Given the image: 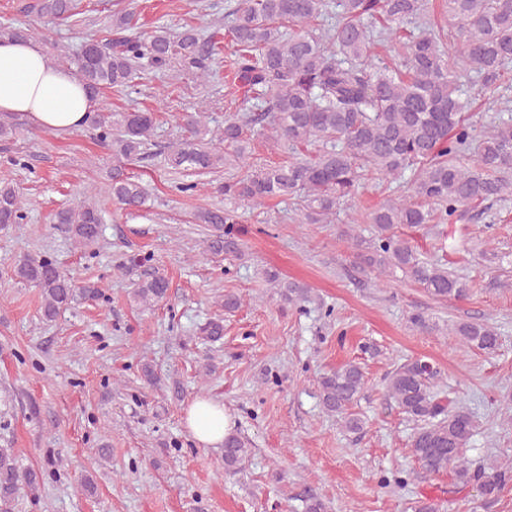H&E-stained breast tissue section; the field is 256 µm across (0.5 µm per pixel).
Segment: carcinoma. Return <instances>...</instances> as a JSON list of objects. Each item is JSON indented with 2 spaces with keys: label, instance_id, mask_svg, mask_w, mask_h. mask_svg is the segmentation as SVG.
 Returning a JSON list of instances; mask_svg holds the SVG:
<instances>
[{
  "label": "carcinoma",
  "instance_id": "1",
  "mask_svg": "<svg viewBox=\"0 0 512 512\" xmlns=\"http://www.w3.org/2000/svg\"><path fill=\"white\" fill-rule=\"evenodd\" d=\"M448 21L431 19L430 0H236L227 12L224 39L186 29L174 40L167 31L145 36L136 31L133 13L112 15V37L85 38L77 51L65 54L86 88L99 96L133 82L143 65L162 69L174 64L202 82L213 73L222 52L242 102L251 109L224 117V135L216 139L206 126V106L182 114L187 132L165 147L167 167L177 173L213 172L220 168L242 174L224 180V197L258 207L273 199L291 200L305 224H327L368 179L389 185L410 174L408 191L361 215L373 227L366 240L345 230L357 250L359 264L377 275L401 272L437 300L463 298L467 281L448 264L423 255L396 228L446 224L452 217L482 214L493 204L512 201V116L498 109L492 129L475 134L471 113L482 110L485 90L512 71V0H443ZM80 0H38L29 6L39 18L54 23L79 12ZM389 43L391 63L372 52ZM469 75L480 83L473 92L460 82ZM155 115L149 110L97 113L94 125L103 142L115 138L126 160L144 158L152 141ZM270 140L292 158L283 164L255 167L250 162V132ZM474 149L476 159L458 158ZM107 193L133 210L142 207V183L121 169L109 175ZM25 219L22 197L0 183V228ZM208 227V250L237 254L241 244L229 209L202 208L194 215ZM78 245L97 243L102 224L93 205H66L55 214ZM20 281L40 289L42 315L54 320L70 306L77 292L103 297L98 287L75 288L73 281L46 256L26 255L15 266ZM269 280L282 288L288 303L303 301L308 289L293 282ZM168 280L145 275L134 290L139 307L150 309L166 298ZM453 335L463 346L492 354L499 336L491 325L460 321ZM437 373L420 359H407L387 376V391L402 413L417 422L411 451L423 472L440 474L453 468L463 484L481 487L486 503H494L512 484V470H472L464 453L474 423L462 407L432 391ZM366 385L363 368L346 363L319 380L323 410L338 416L346 430L358 433L364 422L348 413ZM251 449L238 435L224 438V470L234 474ZM39 476L21 470L14 450L0 448V512H14L22 487L35 491Z\"/></svg>",
  "mask_w": 512,
  "mask_h": 512
}]
</instances>
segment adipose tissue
<instances>
[{"label": "adipose tissue", "mask_w": 512, "mask_h": 512, "mask_svg": "<svg viewBox=\"0 0 512 512\" xmlns=\"http://www.w3.org/2000/svg\"><path fill=\"white\" fill-rule=\"evenodd\" d=\"M98 101L72 69L56 64L40 44L0 40V112L22 113L38 127L69 133L86 126ZM186 424L197 441L220 445L234 427L222 403L195 399L186 410Z\"/></svg>", "instance_id": "1"}]
</instances>
